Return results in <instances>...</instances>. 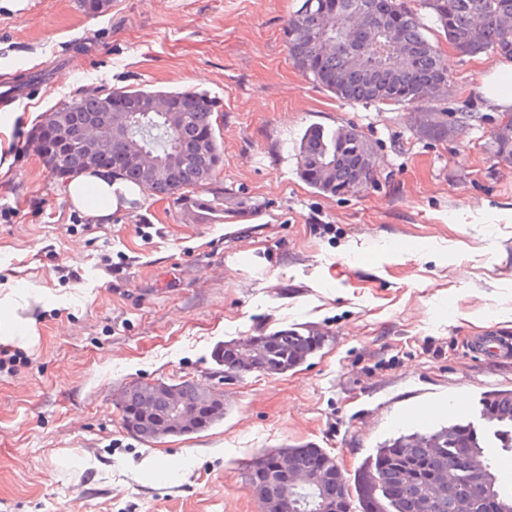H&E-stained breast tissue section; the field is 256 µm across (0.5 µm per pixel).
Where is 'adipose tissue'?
Here are the masks:
<instances>
[{"label":"adipose tissue","mask_w":512,"mask_h":512,"mask_svg":"<svg viewBox=\"0 0 512 512\" xmlns=\"http://www.w3.org/2000/svg\"><path fill=\"white\" fill-rule=\"evenodd\" d=\"M479 93L486 108L498 112L512 110V60L502 59L491 65L482 77ZM67 191L76 209L103 220L111 215L119 198H137L146 189L113 177L111 170L99 169L70 180Z\"/></svg>","instance_id":"ef3b65f1"}]
</instances>
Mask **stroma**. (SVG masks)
Listing matches in <instances>:
<instances>
[{
  "label": "stroma",
  "instance_id": "obj_1",
  "mask_svg": "<svg viewBox=\"0 0 512 512\" xmlns=\"http://www.w3.org/2000/svg\"><path fill=\"white\" fill-rule=\"evenodd\" d=\"M302 0H0V299L33 339L0 342V512H259L247 469L263 452L325 449L351 491L384 441L427 432L464 395L512 391V163L489 142L499 113L478 88L494 56L452 51L444 108L471 125L445 141L409 108L348 104L305 79L283 30ZM204 91L223 160L205 204L119 199L107 223L74 208L28 141L87 90ZM353 125L377 150L375 183L343 197L297 173L307 128ZM323 337L301 366L225 383L223 420L146 442L118 398L136 382L211 385L215 348L277 329ZM193 463L170 477L150 456Z\"/></svg>",
  "mask_w": 512,
  "mask_h": 512
}]
</instances>
